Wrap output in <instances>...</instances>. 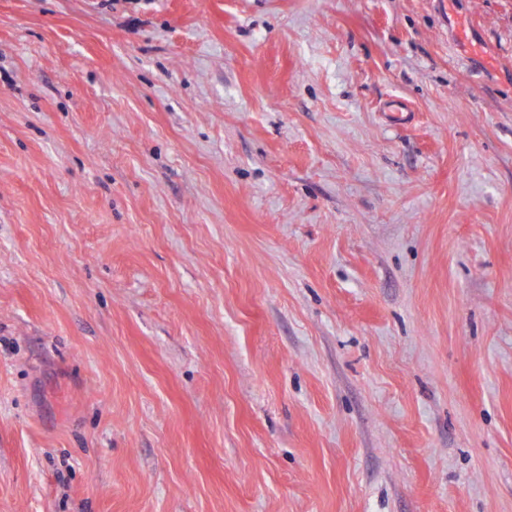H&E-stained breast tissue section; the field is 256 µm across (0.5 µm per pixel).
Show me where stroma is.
<instances>
[{
  "instance_id": "obj_1",
  "label": "stroma",
  "mask_w": 512,
  "mask_h": 512,
  "mask_svg": "<svg viewBox=\"0 0 512 512\" xmlns=\"http://www.w3.org/2000/svg\"><path fill=\"white\" fill-rule=\"evenodd\" d=\"M0 512H512V0H0Z\"/></svg>"
}]
</instances>
